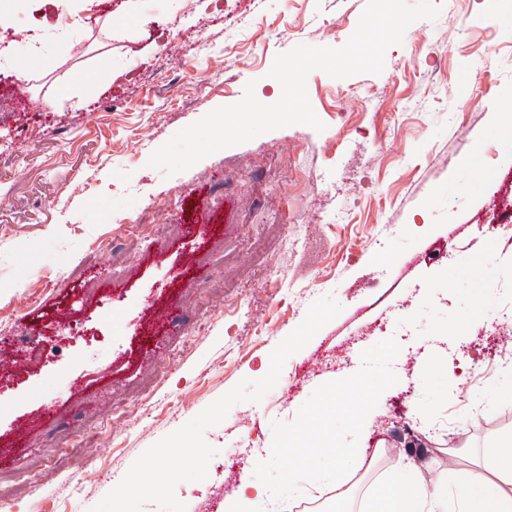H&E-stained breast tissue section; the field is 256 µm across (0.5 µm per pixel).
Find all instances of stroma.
<instances>
[{
    "label": "stroma",
    "instance_id": "35a3bbf8",
    "mask_svg": "<svg viewBox=\"0 0 512 512\" xmlns=\"http://www.w3.org/2000/svg\"><path fill=\"white\" fill-rule=\"evenodd\" d=\"M249 2L140 0L147 21L135 27L117 19L120 0H0L14 44H0V323L106 338L64 342L0 386V468L39 484L0 512H224L273 422L390 337L406 354L359 437L362 466L342 487L302 491L291 512H363L396 472L399 423L418 430L413 452L438 460L452 448L481 459L512 434V376L494 368L512 354V242L490 223L512 193V114L500 109L512 10L442 0L380 74L312 71L323 132L274 130L170 177L148 167L247 83L259 102L278 101L276 55L343 46L367 5L261 0L254 15ZM202 33L213 49L199 57ZM19 34L44 46L26 74L42 102L32 111L16 93ZM228 42L246 65L225 58ZM348 90L345 112L331 111ZM145 210L153 234L139 239L128 226ZM116 248L134 256L117 277ZM489 253L498 266L478 277ZM172 345L177 358L156 376ZM146 378L152 408L131 412ZM79 437L85 448L70 452ZM120 481L133 495L113 497Z\"/></svg>",
    "mask_w": 512,
    "mask_h": 512
}]
</instances>
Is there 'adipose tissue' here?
<instances>
[{
    "instance_id": "obj_1",
    "label": "adipose tissue",
    "mask_w": 512,
    "mask_h": 512,
    "mask_svg": "<svg viewBox=\"0 0 512 512\" xmlns=\"http://www.w3.org/2000/svg\"><path fill=\"white\" fill-rule=\"evenodd\" d=\"M453 480L448 486L424 478L414 462L401 464L395 480L370 502L369 512H446L452 494L460 512H512V436L500 440L490 465L459 467Z\"/></svg>"
}]
</instances>
